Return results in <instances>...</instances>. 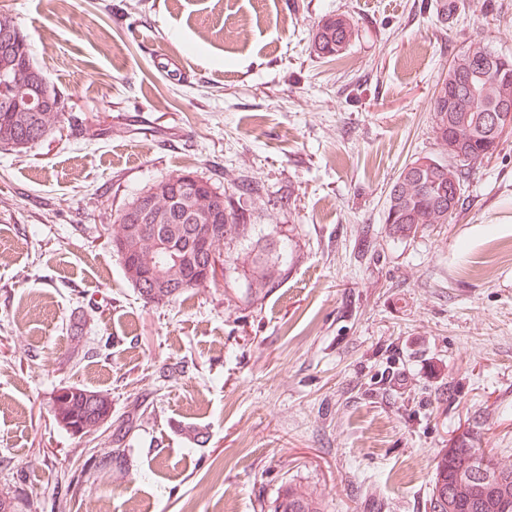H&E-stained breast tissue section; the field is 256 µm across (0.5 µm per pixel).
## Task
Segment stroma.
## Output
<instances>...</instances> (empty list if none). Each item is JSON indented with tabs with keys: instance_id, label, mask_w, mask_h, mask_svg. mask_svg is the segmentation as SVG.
Here are the masks:
<instances>
[{
	"instance_id": "35a3bbf8",
	"label": "stroma",
	"mask_w": 512,
	"mask_h": 512,
	"mask_svg": "<svg viewBox=\"0 0 512 512\" xmlns=\"http://www.w3.org/2000/svg\"><path fill=\"white\" fill-rule=\"evenodd\" d=\"M438 2L0 0L65 98L43 140L0 149V497L16 512H273L290 485L321 512H429L463 432L512 465V261L484 251L512 238V134L450 223L384 224L401 169L444 155L431 103L453 57L512 55V0ZM334 14L354 26L337 62L310 48ZM181 172L262 225L267 263L287 244L278 286L247 294L244 250L236 274L140 298L104 228ZM244 176L260 191L242 201ZM66 385L144 412L122 470L61 507L57 474L109 446L54 420Z\"/></svg>"
}]
</instances>
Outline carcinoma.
<instances>
[{"label":"carcinoma","instance_id":"cac0c4a2","mask_svg":"<svg viewBox=\"0 0 512 512\" xmlns=\"http://www.w3.org/2000/svg\"><path fill=\"white\" fill-rule=\"evenodd\" d=\"M354 35V28L344 15L328 16L318 24L313 34V51L319 57L338 60L343 57ZM8 42L10 49H0V145L24 149L41 141L61 122L65 98L58 93L49 77L32 58L30 43L20 32L13 17L0 14V44ZM482 75V96L460 110L448 105V98L433 97L432 131L442 144L457 136L462 148L448 153L446 158L422 156L402 169L390 189L385 210L389 233L401 238L416 235L427 224H446L463 208L465 181L470 170L483 165L495 151L483 146L488 130L486 118L499 108H512V57L503 56L489 45L472 43L460 51L448 65V75L441 78L446 93L463 87L476 74ZM43 94L44 106L36 112L16 111L14 101ZM139 227V250L145 257L163 261V253L155 243V229L169 228L173 245L190 243L200 224H219L210 248L224 255V270H237V257L224 252V245L248 242L257 232L256 225L247 224L236 213L224 194L203 179L197 186L184 189L170 176L154 183L143 199H134L124 207V214L114 221V233L124 228ZM254 263L261 272L248 282L250 288H274L278 284L273 272H264V261L256 255ZM185 292L175 284L152 291L139 289L145 302H170ZM55 421L69 433L97 431L101 424L110 430L112 448L102 457L90 455L80 476L97 480L122 468L126 457L125 438L139 419L127 414L112 422V400L106 393L78 386L62 387L52 399ZM479 435H461L440 457L436 465L432 490L448 492L446 512H512V467L494 462L498 477L485 482L479 477L487 453L478 446ZM274 512H318L313 498L296 488H288Z\"/></svg>","mask_w":512,"mask_h":512}]
</instances>
